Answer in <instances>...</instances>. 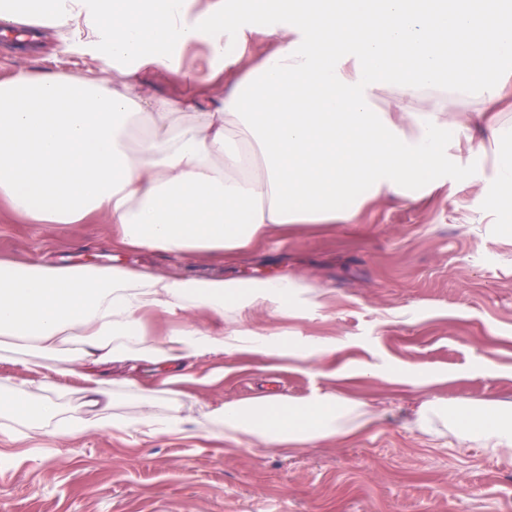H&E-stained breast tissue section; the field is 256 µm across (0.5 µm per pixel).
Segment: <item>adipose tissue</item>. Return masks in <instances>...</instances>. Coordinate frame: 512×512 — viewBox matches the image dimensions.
Listing matches in <instances>:
<instances>
[{
	"instance_id": "1",
	"label": "adipose tissue",
	"mask_w": 512,
	"mask_h": 512,
	"mask_svg": "<svg viewBox=\"0 0 512 512\" xmlns=\"http://www.w3.org/2000/svg\"><path fill=\"white\" fill-rule=\"evenodd\" d=\"M485 0H0V24L28 20L70 32L99 62L93 76L21 71L0 82V203L35 224L107 217L117 243L172 255L236 251L291 224L349 221L337 199L364 185L370 197L448 174L443 86L481 91L487 105L512 96L497 78L512 60V13ZM273 46L251 50L253 15ZM205 47L206 70L176 58ZM172 70L208 85L234 76L218 97L154 94L139 71ZM399 91L404 120L376 111L384 86ZM437 92L434 114L415 103ZM257 308L302 310L299 285L277 277L243 283L155 275L120 266H60L0 258V344L26 342L23 379L0 376V413L75 438L135 428L185 433L174 414L143 403L134 423L109 415L103 366L183 363L262 353L280 361L328 356L252 330ZM193 310L214 326L164 332L148 315ZM75 380L91 409L62 420L55 395ZM369 423L362 402L333 391L306 399L267 395L207 406L204 437L269 447L342 439ZM413 427L512 459V403L486 409L430 399Z\"/></svg>"
}]
</instances>
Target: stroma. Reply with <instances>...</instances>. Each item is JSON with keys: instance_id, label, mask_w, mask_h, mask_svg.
<instances>
[{"instance_id": "1", "label": "stroma", "mask_w": 512, "mask_h": 512, "mask_svg": "<svg viewBox=\"0 0 512 512\" xmlns=\"http://www.w3.org/2000/svg\"><path fill=\"white\" fill-rule=\"evenodd\" d=\"M93 51L61 30L37 39L0 35V80L21 70L89 75ZM478 92L451 98L448 179L433 192L388 194L352 222L294 224L254 247L172 257L127 251L107 218L32 224L0 206V257L56 265L119 264L181 277L262 280L304 287L301 317L254 312L252 329L332 339L322 369L273 366L260 354L209 356L182 415L270 394L333 389L365 402L374 420L358 434L300 448L201 436L146 438L104 430L74 441L15 439L0 416V512H512V461L411 425L424 400L512 402V227L495 192L498 154L470 152L458 127L484 111ZM344 368L350 378L331 380ZM113 414L133 418L165 368L107 366ZM134 378L139 389L125 387Z\"/></svg>"}]
</instances>
